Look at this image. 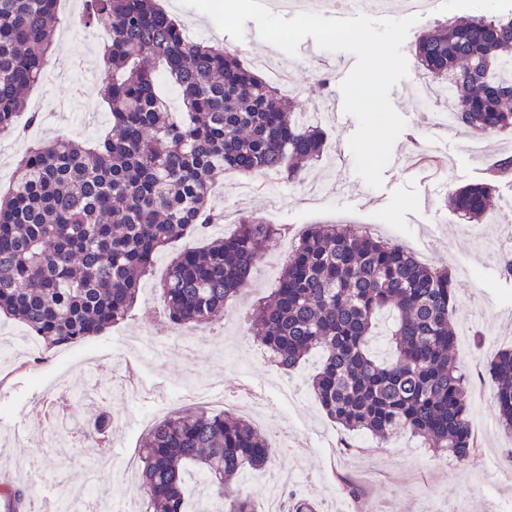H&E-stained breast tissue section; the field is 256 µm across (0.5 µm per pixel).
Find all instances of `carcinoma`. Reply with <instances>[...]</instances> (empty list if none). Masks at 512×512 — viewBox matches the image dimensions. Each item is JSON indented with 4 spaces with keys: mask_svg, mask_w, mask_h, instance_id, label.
<instances>
[{
    "mask_svg": "<svg viewBox=\"0 0 512 512\" xmlns=\"http://www.w3.org/2000/svg\"><path fill=\"white\" fill-rule=\"evenodd\" d=\"M57 0H0V133L51 60ZM109 20L103 97L112 133L93 144L60 139L30 148L25 181L0 197V312L49 347L73 345L124 320L141 278L171 251L160 300L171 327L204 328L249 286L279 231L257 218L203 247L171 250L216 215L210 188L224 171H278L290 180L323 154L321 129L303 123L280 91L222 46L189 41L157 0H87L83 22ZM419 65L446 77L457 124L481 134L512 130V19H476L421 34ZM181 102L161 98L160 77ZM503 158L486 182L453 191L450 207L481 219ZM460 284L402 245L347 224L300 235L271 295L250 319L269 358L290 372L313 353L310 386L329 419L381 442L399 431L458 461L475 452L464 378L452 351L451 308ZM502 427L512 430V349L488 363ZM272 442L225 411L186 409L154 424L138 458L142 512H196L189 479L204 475L217 510L255 512L236 484L264 467ZM11 512H43L0 484Z\"/></svg>",
    "mask_w": 512,
    "mask_h": 512,
    "instance_id": "1",
    "label": "carcinoma"
}]
</instances>
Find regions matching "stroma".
<instances>
[{
    "label": "stroma",
    "mask_w": 512,
    "mask_h": 512,
    "mask_svg": "<svg viewBox=\"0 0 512 512\" xmlns=\"http://www.w3.org/2000/svg\"><path fill=\"white\" fill-rule=\"evenodd\" d=\"M512 17V0H450V8L435 16L418 18L403 43L408 76L390 92L395 110L406 126L393 149L421 152L433 149L442 157L436 171H407L387 164L380 188H372L356 174L348 140L354 126L323 124L328 144L336 148L335 160H320L310 169L325 185L342 182L347 193H325L314 201L300 183L281 180L266 183L253 179V190L241 196L234 192L236 174H225L224 194L217 200L224 219L211 234L233 233L243 217H257L268 224H280L298 233L313 224H353L371 233L406 245L418 258L433 267L448 268L461 285L453 302V322L462 342L456 348L459 368L468 376L467 403L470 420L483 426L482 441L466 461L449 460L440 465L432 451L418 447L415 440L400 434L381 444L365 433H351L331 421L308 387L314 367L306 361L291 374H284L268 363L263 348L246 339L252 306L267 297L282 268L281 261L259 265L245 298L234 308L232 317L211 326L215 341L199 361L189 363L173 358L156 362L150 356L129 353L132 365L139 367L152 382L150 392L112 400V410L121 425L111 434L113 466L103 481L89 484L86 468L98 458L90 448H51L43 446L39 400L61 386L79 390L95 385L99 392L116 387L113 374L105 369L86 374L80 357L100 352L120 351L123 343L143 332L145 313H153L155 326L164 331L168 321L154 285L166 273L165 258H158L151 276L140 283L137 303L128 319L106 329L87 343L69 352L43 349L32 354L22 343L21 323L0 315V483L23 487L36 499L54 497L56 481L66 482L75 493L94 498L134 497L138 485L134 473L125 472L122 462L135 454L145 430L135 425L144 411L162 420L178 407L180 392L215 380L231 384L251 382L267 398H274L275 387L288 385L297 394L287 419L255 416L251 405L238 408L240 416L253 419L271 440L281 435L300 444L297 455L274 451L267 472L277 474L287 490L314 500L322 512H421L426 495H434L441 512H512V476L494 473L495 461L507 458L512 433L504 431L494 405V383L488 373L491 357L502 349H512V279L501 274L502 257L497 250L501 237L512 231V178L495 184L496 208L489 219L473 224L448 206L450 192L460 186L488 179L499 158L512 155V131L488 136L482 153L469 149L471 131L454 128L444 131L430 127L428 112L441 108L438 100L423 102L418 88L437 89L438 83L421 69L413 52L420 34L437 25L463 18ZM76 51L67 38L54 40L52 56L58 66L67 68L66 79H54L45 72L42 91L30 92L25 113L17 125L25 135L36 134L39 141L51 142L71 136L79 142L104 137L111 129L108 109L85 114L80 104L59 109L60 100L73 95L79 83L69 64ZM293 80L289 90L297 109L322 110L325 103L341 93L332 60L319 51L313 38H306L296 56L282 55ZM330 77L327 90H316L317 79ZM42 116L38 126H30L28 113ZM10 141L0 157V194L8 193L20 180L17 163L26 142ZM25 434L26 448H18L15 434ZM349 479L360 490L359 499L338 494L342 479Z\"/></svg>",
    "instance_id": "stroma-1"
}]
</instances>
